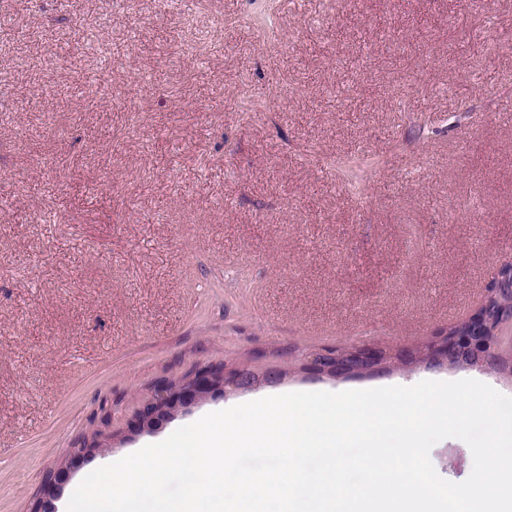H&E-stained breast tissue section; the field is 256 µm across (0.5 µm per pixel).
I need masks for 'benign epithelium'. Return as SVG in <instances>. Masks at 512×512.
<instances>
[{
	"label": "benign epithelium",
	"instance_id": "obj_1",
	"mask_svg": "<svg viewBox=\"0 0 512 512\" xmlns=\"http://www.w3.org/2000/svg\"><path fill=\"white\" fill-rule=\"evenodd\" d=\"M509 300L492 310L483 300L477 310L464 321V327L448 329L427 342L418 361L431 366H474L484 360H500L502 333L512 329V259L498 266L487 288V296L498 299L503 293ZM388 362L386 349L378 346L338 347L312 355L310 368L320 374L338 377L374 371ZM279 372L258 374L248 366L226 375L203 368L190 380L178 386L162 383L158 395L140 408L136 427L141 430L170 415L179 408L212 393L219 386L231 390H247L262 382L280 378Z\"/></svg>",
	"mask_w": 512,
	"mask_h": 512
}]
</instances>
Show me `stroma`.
Listing matches in <instances>:
<instances>
[{
    "instance_id": "obj_1",
    "label": "stroma",
    "mask_w": 512,
    "mask_h": 512,
    "mask_svg": "<svg viewBox=\"0 0 512 512\" xmlns=\"http://www.w3.org/2000/svg\"><path fill=\"white\" fill-rule=\"evenodd\" d=\"M506 32L512 0H0V512L266 396H512L411 360L512 253ZM358 344L393 360L306 367ZM243 365L282 378L131 431L157 383ZM430 457L473 469L457 438ZM388 359L386 349L378 345L336 347L313 354L309 366L314 372L338 377L372 372Z\"/></svg>"
}]
</instances>
